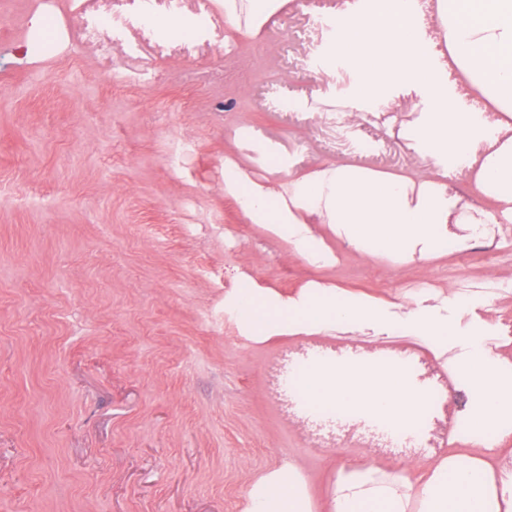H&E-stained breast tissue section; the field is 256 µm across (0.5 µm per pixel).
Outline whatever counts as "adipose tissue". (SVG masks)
Wrapping results in <instances>:
<instances>
[{
	"mask_svg": "<svg viewBox=\"0 0 512 512\" xmlns=\"http://www.w3.org/2000/svg\"><path fill=\"white\" fill-rule=\"evenodd\" d=\"M287 0H224V24L259 35ZM438 26L425 35L413 0H368L364 9L336 13L342 59L359 73L349 98L354 112L373 111L386 87L416 92L407 111L418 113L406 132L417 148L445 168L457 170L488 202L462 203L436 177L388 175L355 165H328L290 180L285 191L250 181L238 163L224 162V192L251 223L263 226L299 254L317 262L323 254L312 227L326 224L357 250L418 254L429 261L446 252L453 224H490L494 212L512 214V0H436ZM459 74L484 99L483 112H466L448 93V77ZM491 119H484V112ZM234 304L255 341L306 327L315 332L358 330L378 322L379 307L323 288L279 306L253 288L239 289ZM387 327L427 338L448 373L467 371L476 380L475 404L465 416L474 433L496 435V446L451 453L431 470L421 488L409 476L377 481L351 473L335 485L333 512H512V360L474 345L467 360L452 357L457 336L440 306L416 301ZM304 397L337 414L370 420L394 431L411 430L425 406L422 388L408 383L397 362L372 354L339 359L308 369ZM246 512H310L302 479L286 466L261 478Z\"/></svg>",
	"mask_w": 512,
	"mask_h": 512,
	"instance_id": "adipose-tissue-1",
	"label": "adipose tissue"
}]
</instances>
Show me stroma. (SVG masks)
<instances>
[{
    "instance_id": "stroma-1",
    "label": "stroma",
    "mask_w": 512,
    "mask_h": 512,
    "mask_svg": "<svg viewBox=\"0 0 512 512\" xmlns=\"http://www.w3.org/2000/svg\"><path fill=\"white\" fill-rule=\"evenodd\" d=\"M32 19L29 0H0V512H245L252 486L287 465L311 512H331L339 471L433 468L427 454L310 447L265 396L267 362L308 332L257 342L226 306L245 281L284 302L334 288L391 314L453 295L459 335L512 353V218L430 261L368 255L317 224L328 258L313 262L224 194L228 158L277 188L324 164L437 172L404 136L402 90L347 123L373 150L338 154L322 114L343 108L351 77L326 67L328 46L285 54L276 35L158 57L166 80L140 87L105 80L79 49L26 58ZM214 68L232 102L178 78ZM281 77L311 111H264L261 86ZM186 134L191 153L170 168Z\"/></svg>"
}]
</instances>
